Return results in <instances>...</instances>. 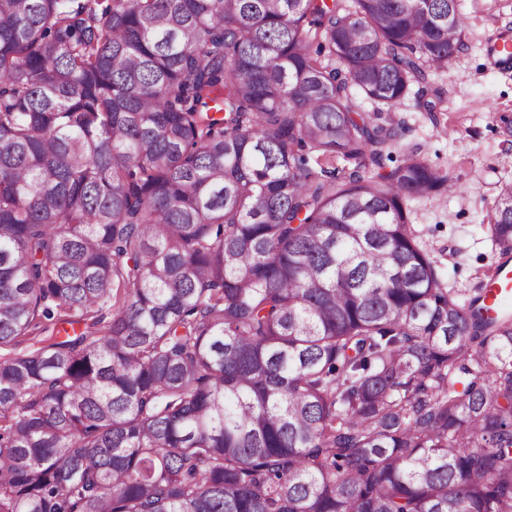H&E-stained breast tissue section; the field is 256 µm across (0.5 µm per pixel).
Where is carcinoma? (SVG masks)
I'll list each match as a JSON object with an SVG mask.
<instances>
[{
  "mask_svg": "<svg viewBox=\"0 0 512 512\" xmlns=\"http://www.w3.org/2000/svg\"><path fill=\"white\" fill-rule=\"evenodd\" d=\"M465 29L0 0V512H512V305L443 286L420 149L362 174ZM487 230L512 255V183Z\"/></svg>",
  "mask_w": 512,
  "mask_h": 512,
  "instance_id": "obj_1",
  "label": "carcinoma"
}]
</instances>
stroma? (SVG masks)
Here are the masks:
<instances>
[{"mask_svg": "<svg viewBox=\"0 0 512 512\" xmlns=\"http://www.w3.org/2000/svg\"><path fill=\"white\" fill-rule=\"evenodd\" d=\"M463 12L462 50L428 77V88L446 90V111H424L411 99L398 105L406 130L385 166L402 164L417 145L459 185V192L410 202L408 217L439 260L444 285L469 291L500 256L487 226L500 182L512 180V142L502 134L512 124V73L489 61L492 41L512 38V0H463Z\"/></svg>", "mask_w": 512, "mask_h": 512, "instance_id": "1", "label": "stroma"}]
</instances>
